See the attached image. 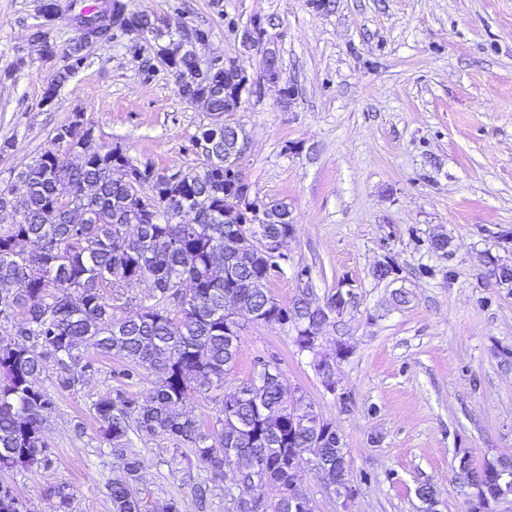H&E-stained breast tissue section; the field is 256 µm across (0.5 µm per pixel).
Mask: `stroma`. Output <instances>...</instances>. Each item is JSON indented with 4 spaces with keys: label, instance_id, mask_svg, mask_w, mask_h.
<instances>
[{
    "label": "stroma",
    "instance_id": "1",
    "mask_svg": "<svg viewBox=\"0 0 512 512\" xmlns=\"http://www.w3.org/2000/svg\"><path fill=\"white\" fill-rule=\"evenodd\" d=\"M128 9L208 31L206 53L240 50L239 31L261 18L279 57L275 92L244 99L228 121L243 125V173L251 192L288 206L295 226L288 263L269 282L283 300L321 302L336 289L354 300L321 331V350L347 348L337 393L300 351L291 326L239 319V356L225 388L250 379L257 359H276L338 430L356 495L342 500L310 461L298 483L313 512H418L414 489L432 484L441 512H467L455 483L457 456H512V285L497 284L486 255L512 261V0H125ZM42 0H0V182L10 183L53 131L83 111L93 148L123 146L135 163L193 170L191 143L208 122L175 77L128 37L87 48V66L39 102L47 79L76 43L69 12L47 25L54 56L30 40ZM448 239L447 252L431 247ZM390 257L397 280L374 276ZM304 280H297L301 269ZM125 360H100L74 389L40 383L55 401L46 436L52 469L0 470L31 512H55L50 487L74 492L72 512H110L107 484L125 455L144 467L134 489L147 512L176 500L181 512H228L223 483L166 435L130 431L124 453L104 441L93 405L125 389L141 398L158 379L124 386Z\"/></svg>",
    "mask_w": 512,
    "mask_h": 512
}]
</instances>
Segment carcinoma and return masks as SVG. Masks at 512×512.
Segmentation results:
<instances>
[{
    "label": "carcinoma",
    "mask_w": 512,
    "mask_h": 512,
    "mask_svg": "<svg viewBox=\"0 0 512 512\" xmlns=\"http://www.w3.org/2000/svg\"><path fill=\"white\" fill-rule=\"evenodd\" d=\"M123 0H109L108 22L101 26V13L86 12L77 0L67 9L76 24L105 31L103 42L129 35V27L151 26L148 19L135 22L121 17ZM84 44L77 43L69 62L58 69L44 90L55 99L57 91L87 62ZM172 68L189 69L191 54L180 43H155ZM237 76L217 70L205 74L193 89L206 96L216 112L236 107ZM76 112L55 128L53 141L66 140L69 153L61 156L47 149L23 171L17 182L21 197L5 193L0 185V211L21 206L18 219L0 234V322L11 324L0 343V469L39 465L50 468L54 454L47 444L45 424L54 410L52 396L37 381L47 369L55 371L56 386L70 390L96 370L99 358L118 356L127 367L118 372L123 383L140 381L139 368L162 373L154 387L137 401L118 392L94 404L103 438L114 448H123L131 427L147 435L162 433L190 447L209 470L211 480L222 482L229 464L228 449L259 456L261 478L252 485L258 494L269 488L278 491L274 512H290L288 457L294 452L315 451L330 462L342 481L351 480L344 449L336 447V430L316 434L312 427H294L286 422L273 436L261 425L259 409H274L285 403L289 387L278 364L270 359L273 377L246 399L235 401L233 422L224 423L225 409L216 417V428L205 431L183 411L189 392L224 388L225 376L238 359L236 338L224 335V291L237 294L243 311L261 310L269 300L267 288H259L265 258L248 249L232 265L235 275H224V261H213L215 247H224V225L215 222L224 211L230 185L224 177V130L205 128L202 138H213L218 161L209 170L189 173L178 185L159 181L155 188L160 209L166 217L153 223L143 220L134 190L126 181L112 151L85 147ZM66 178L79 193L87 185L95 191L79 197L68 210L57 206L56 175ZM186 207L193 215L190 224L175 217ZM152 284V303L125 318L113 315L114 290L131 281ZM20 310L25 318L15 322ZM285 324L307 323L312 312L296 297L278 300L273 307ZM144 461L137 455L126 458L124 474L112 480L109 499L112 512H143L133 491ZM465 485L470 499L477 501L472 512H491L495 494L492 476L484 468L472 469ZM56 512H71L74 499L66 484L52 487ZM0 512H28L20 497L0 486Z\"/></svg>",
    "instance_id": "cac0c4a2"
}]
</instances>
